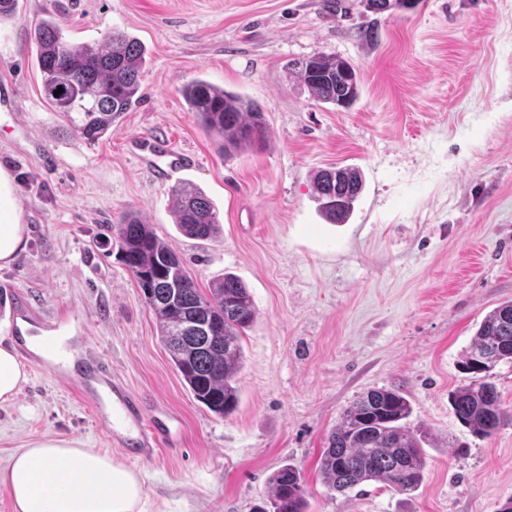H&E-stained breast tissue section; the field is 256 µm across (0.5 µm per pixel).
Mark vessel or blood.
<instances>
[{"instance_id": "obj_1", "label": "vessel or blood", "mask_w": 512, "mask_h": 512, "mask_svg": "<svg viewBox=\"0 0 512 512\" xmlns=\"http://www.w3.org/2000/svg\"><path fill=\"white\" fill-rule=\"evenodd\" d=\"M151 153L160 159L157 174L164 179L191 165L190 156L172 153L164 135L153 138ZM38 329V316L27 300H19L11 333L16 337L31 336ZM112 396V438L122 451L132 458L153 454L158 446L176 447L174 429L162 410L147 414L146 403L120 379L113 376L103 361H96L85 374L84 395L90 402H98L101 392Z\"/></svg>"}]
</instances>
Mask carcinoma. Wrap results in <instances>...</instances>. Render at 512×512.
I'll return each mask as SVG.
<instances>
[{"instance_id": "obj_1", "label": "carcinoma", "mask_w": 512, "mask_h": 512, "mask_svg": "<svg viewBox=\"0 0 512 512\" xmlns=\"http://www.w3.org/2000/svg\"><path fill=\"white\" fill-rule=\"evenodd\" d=\"M37 62L44 94L70 131L88 141L104 137L139 100L138 74L144 49L122 31L98 45L73 44L58 22L35 29ZM297 75L313 98L348 108L359 98L356 71L345 59L315 55L297 63ZM64 89L59 95L54 91ZM189 110L220 142L224 155L265 134L263 112L243 97L205 80L182 87ZM320 210L331 224L351 215L362 188L359 170L343 167L315 176ZM172 212L186 237L207 240L220 231L217 211L195 184L171 188ZM116 235L125 266L137 281L156 318L171 362L194 399L226 417L239 402L235 378L242 363L241 337L255 317L248 288L227 273L201 290L184 264L135 214L108 225ZM512 362V301L492 309L458 361L471 383L452 393L455 417L480 437L501 423L504 409L496 386L487 381L501 362ZM410 401L395 389L370 390L341 415L319 459L323 484L344 493L377 481L398 494L417 490L426 466L420 440L408 424ZM273 512H305L306 489L298 469L285 465L270 479Z\"/></svg>"}]
</instances>
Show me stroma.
<instances>
[{
	"label": "stroma",
	"instance_id": "35a3bbf8",
	"mask_svg": "<svg viewBox=\"0 0 512 512\" xmlns=\"http://www.w3.org/2000/svg\"><path fill=\"white\" fill-rule=\"evenodd\" d=\"M56 19L76 44L112 30L147 49L142 101L102 139L67 130L42 91L33 33ZM378 23L368 43L359 31ZM350 61L360 96L317 102L291 69L313 55ZM206 80L265 115L264 138L223 157L181 94ZM0 170L11 178L24 248L0 265V337L19 298L77 362L103 360L180 428L179 451L133 461L146 512H253L284 465L306 482L307 512H500L512 499V363L492 380L509 415L481 438L449 398L484 317L512 301V0H412L375 14L362 0H18L0 17ZM195 161L154 176L148 141ZM360 170L343 224L322 216L316 174ZM214 204L221 231L190 239L173 181ZM152 225L199 288L224 274L256 317L241 344L236 410L219 417L184 386L107 227L126 210ZM0 403V468L19 448L68 438L125 456L77 376L25 361ZM400 390L424 436L425 477L401 495L370 481L339 493L317 474L326 437L371 389Z\"/></svg>",
	"mask_w": 512,
	"mask_h": 512
}]
</instances>
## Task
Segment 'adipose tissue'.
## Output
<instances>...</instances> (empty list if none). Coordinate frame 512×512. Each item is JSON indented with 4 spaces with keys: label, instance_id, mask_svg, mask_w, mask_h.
Masks as SVG:
<instances>
[{
    "label": "adipose tissue",
    "instance_id": "ef3b65f1",
    "mask_svg": "<svg viewBox=\"0 0 512 512\" xmlns=\"http://www.w3.org/2000/svg\"><path fill=\"white\" fill-rule=\"evenodd\" d=\"M23 241L10 181L0 171V264L9 263ZM0 485L15 512H144L139 471L65 439L18 449L0 470Z\"/></svg>",
    "mask_w": 512,
    "mask_h": 512
}]
</instances>
